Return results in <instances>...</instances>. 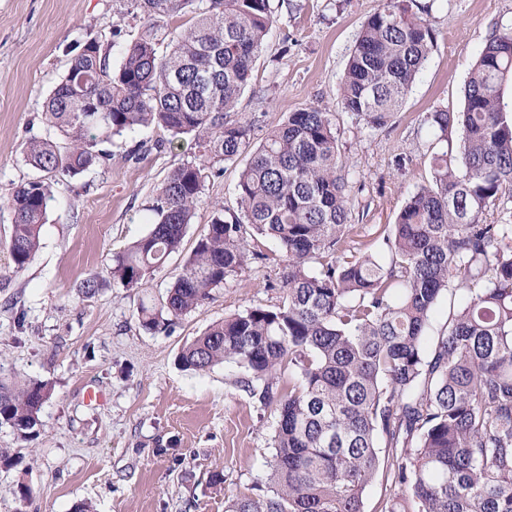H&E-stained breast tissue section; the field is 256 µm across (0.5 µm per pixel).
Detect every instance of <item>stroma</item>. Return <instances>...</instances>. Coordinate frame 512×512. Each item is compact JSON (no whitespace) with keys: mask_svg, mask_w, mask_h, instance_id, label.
<instances>
[{"mask_svg":"<svg viewBox=\"0 0 512 512\" xmlns=\"http://www.w3.org/2000/svg\"><path fill=\"white\" fill-rule=\"evenodd\" d=\"M436 33V46L392 126L371 129L340 105L344 68L358 33L380 0H270L275 23L253 68V81L232 118L251 126V142L288 113L315 106L340 131L354 228L340 252L367 247L393 223L404 200L432 179L437 150L427 115L460 111L463 89L489 36L512 29V0H408ZM125 0H0V380L22 377L50 386L37 437L0 426V512H224L229 499L269 484L277 413L246 393L243 371L225 363L194 373L177 354L224 317L271 307L282 294L277 241L261 238L265 260L212 290L170 330L138 321L143 298H165L214 204L236 209L243 161L208 178L179 252L139 288L108 281L115 253L150 230L157 190L180 164L200 161L192 139L169 145L151 127L113 139L112 160L54 187L42 247L16 270L6 242L12 214L5 202L36 178L24 145L52 132L44 102L66 74L78 43L108 46L112 65L139 32ZM103 279L87 298L82 284ZM99 391V403L84 393ZM220 472L221 484L210 482ZM31 494L21 500L19 484Z\"/></svg>","mask_w":512,"mask_h":512,"instance_id":"1","label":"stroma"}]
</instances>
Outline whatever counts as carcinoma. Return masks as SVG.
<instances>
[{"label":"carcinoma","instance_id":"1","mask_svg":"<svg viewBox=\"0 0 512 512\" xmlns=\"http://www.w3.org/2000/svg\"><path fill=\"white\" fill-rule=\"evenodd\" d=\"M128 12L142 33L120 64L87 39L47 97L43 122L64 143L26 144V161L43 176L7 202L18 270L41 246L54 185L112 159L102 143L153 126L194 139L206 156L169 173L149 233L112 257L109 274L125 288L141 287L180 250L214 164L250 148L249 125L228 114L251 85L274 22L269 0H130ZM179 15L190 24L176 32L169 20ZM435 42L407 0H381L348 59L342 108L369 128L387 127ZM506 74L512 79V31L486 41L463 111L429 113L440 145L432 183L405 201L377 251L350 257L336 255L353 228L336 123L315 106L288 113L240 173L239 214L227 219L215 205L165 299L140 304L141 326L165 329L261 256L253 235L274 238L284 253L280 304L235 313L178 355L198 373L235 363L251 397L278 413L273 487L229 501L227 512H362L382 464L399 491L388 512H512V224L485 222L512 202ZM453 129L461 131L455 156ZM445 296L452 312L429 347ZM49 397L44 383H0V425L36 437Z\"/></svg>","mask_w":512,"mask_h":512}]
</instances>
